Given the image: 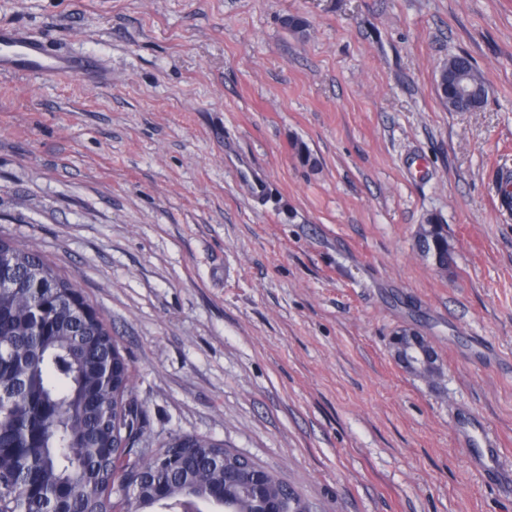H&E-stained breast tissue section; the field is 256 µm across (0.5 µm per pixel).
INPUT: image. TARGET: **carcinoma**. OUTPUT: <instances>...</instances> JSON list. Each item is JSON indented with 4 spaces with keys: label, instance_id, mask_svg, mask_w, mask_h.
I'll list each match as a JSON object with an SVG mask.
<instances>
[{
    "label": "carcinoma",
    "instance_id": "cac0c4a2",
    "mask_svg": "<svg viewBox=\"0 0 512 512\" xmlns=\"http://www.w3.org/2000/svg\"><path fill=\"white\" fill-rule=\"evenodd\" d=\"M467 78L470 104L483 101L485 83L465 56H453L439 71L442 102L459 111V78ZM428 255L448 268V239L429 219ZM76 283L33 246L0 238V445L31 446L0 457V512H52L57 493H68L70 512L113 507V464L137 493L140 508L202 512L216 503L222 512H253L255 495L288 501V484L257 462L247 463L222 444L178 436L149 455L137 448L143 436L141 409L128 367L104 321L82 315L72 295ZM120 365L112 381L99 366Z\"/></svg>",
    "mask_w": 512,
    "mask_h": 512
}]
</instances>
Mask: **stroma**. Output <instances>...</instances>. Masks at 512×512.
<instances>
[{
  "instance_id": "1",
  "label": "stroma",
  "mask_w": 512,
  "mask_h": 512,
  "mask_svg": "<svg viewBox=\"0 0 512 512\" xmlns=\"http://www.w3.org/2000/svg\"><path fill=\"white\" fill-rule=\"evenodd\" d=\"M2 26L106 76L0 75V236L104 318L140 447L208 438L315 512H512V0H0ZM457 55L473 112L437 93ZM462 75L467 78L471 106L474 107L475 104L485 102L486 99V96L484 99L482 98L486 91L483 77L471 61L465 56L451 57L448 59V63L440 69L437 82L440 98L452 112H460L457 96L459 78ZM238 177L250 198L254 200L263 198L267 191L268 182L262 172L254 168L250 163H247V165H243L239 169ZM428 224L432 228L427 238V255L434 259L437 269L441 271L448 269L449 251L447 236L443 233L441 225L436 224L433 218L429 219ZM395 338V357L406 369L411 372H419L423 369L434 367L435 355L422 341L415 331L405 328L400 330ZM405 342L399 344L398 341Z\"/></svg>"
}]
</instances>
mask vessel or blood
I'll return each mask as SVG.
<instances>
[{
    "mask_svg": "<svg viewBox=\"0 0 512 512\" xmlns=\"http://www.w3.org/2000/svg\"><path fill=\"white\" fill-rule=\"evenodd\" d=\"M87 61L49 53L44 44L13 28H0V73L38 77L44 74L67 79L86 70ZM238 177L247 195L255 200L267 191L266 176L252 165H244Z\"/></svg>",
    "mask_w": 512,
    "mask_h": 512,
    "instance_id": "vessel-or-blood-1",
    "label": "vessel or blood"
}]
</instances>
